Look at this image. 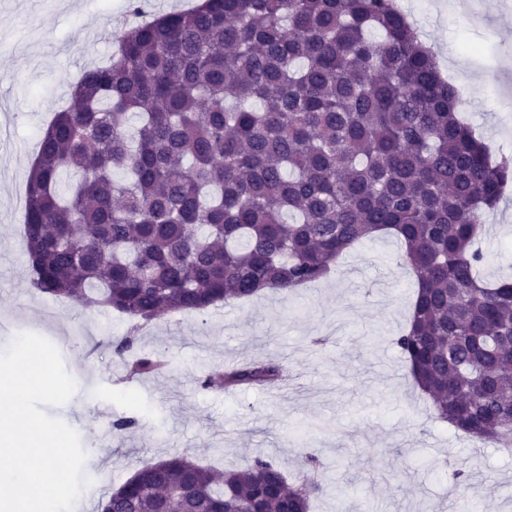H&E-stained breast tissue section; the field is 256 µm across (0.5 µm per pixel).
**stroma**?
<instances>
[{
	"label": "stroma",
	"mask_w": 512,
	"mask_h": 512,
	"mask_svg": "<svg viewBox=\"0 0 512 512\" xmlns=\"http://www.w3.org/2000/svg\"><path fill=\"white\" fill-rule=\"evenodd\" d=\"M425 3L430 46L468 41L473 74L462 114L492 147L512 143V0H475L481 24ZM129 0H0V350L18 331L50 340L78 390L47 407L76 430L93 489L74 512H91L144 462L190 454L205 465L240 469L255 458L277 462L296 479L305 453L318 455L325 491L311 512H512V447L481 444L435 417L393 343L406 325L415 279L391 236L368 239L333 274L288 293L266 291L206 312L165 317L140 331L135 353L159 355L162 371L123 384L108 347L128 323L39 293L23 238L34 148L75 77L100 63L130 16ZM483 274L512 279V190L485 215ZM322 345H315V338ZM274 361L291 377L279 388H202L205 376L245 362ZM136 424L116 433L112 417ZM472 472L457 487L450 467Z\"/></svg>",
	"instance_id": "1"
}]
</instances>
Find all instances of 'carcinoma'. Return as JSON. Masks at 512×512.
Wrapping results in <instances>:
<instances>
[{"label": "carcinoma", "mask_w": 512, "mask_h": 512, "mask_svg": "<svg viewBox=\"0 0 512 512\" xmlns=\"http://www.w3.org/2000/svg\"><path fill=\"white\" fill-rule=\"evenodd\" d=\"M38 144L24 227L33 287L143 323L325 279L391 234L416 278L393 339L438 418L512 438V281L481 276L483 216L512 159L396 0H200L133 25L73 85ZM136 356L129 375L158 371ZM277 362L204 388L275 386ZM321 464L290 484L188 455L145 462L98 512H309Z\"/></svg>", "instance_id": "carcinoma-1"}]
</instances>
